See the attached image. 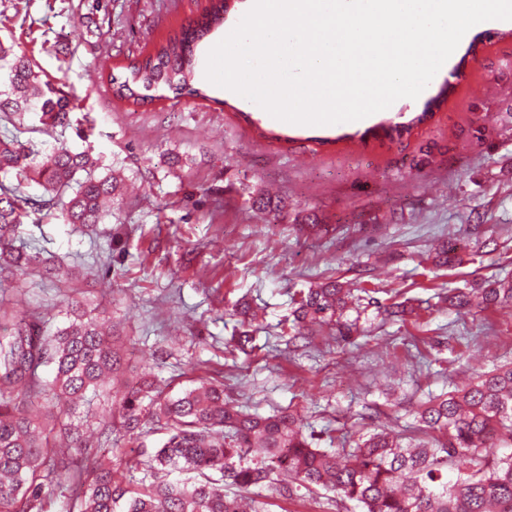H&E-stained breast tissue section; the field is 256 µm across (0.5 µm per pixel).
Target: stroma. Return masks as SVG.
Here are the masks:
<instances>
[{
    "label": "stroma",
    "mask_w": 512,
    "mask_h": 512,
    "mask_svg": "<svg viewBox=\"0 0 512 512\" xmlns=\"http://www.w3.org/2000/svg\"><path fill=\"white\" fill-rule=\"evenodd\" d=\"M207 4L0 0V41L76 97L94 122L95 153L123 183L111 217L85 231L58 217L21 225L17 246L55 271L10 273L0 312L38 313L53 330L75 299L112 322L130 370L151 369L169 394L223 382L225 401L244 410L297 412L322 448L333 432L378 425L417 442L415 414L428 394L512 362V309L459 314L438 298L512 277V26L477 30L418 99L397 100L361 126L298 125L283 141L264 109L202 76L248 0H230L223 28L199 43L200 95H113L110 78H124ZM396 123L409 132L386 139ZM262 193L284 213L253 208ZM310 220L324 233L304 230ZM446 242L461 260L435 265ZM330 277L375 298L360 321L364 338L289 344L295 299ZM241 298L265 311L247 353L230 341L242 328L232 313ZM395 302L410 308L399 323L382 312ZM248 494L269 512H358L326 490Z\"/></svg>",
    "instance_id": "obj_1"
}]
</instances>
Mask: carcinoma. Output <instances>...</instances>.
Returning a JSON list of instances; mask_svg holds the SVG:
<instances>
[{
	"mask_svg": "<svg viewBox=\"0 0 512 512\" xmlns=\"http://www.w3.org/2000/svg\"><path fill=\"white\" fill-rule=\"evenodd\" d=\"M224 21V0L188 28L169 36L154 54L130 66V75L109 82L120 99L145 101L166 85L200 95L189 84L195 48ZM0 61L8 64L9 89L0 91V174L14 173L17 185L0 182V267L36 269L38 253L20 251L13 236L24 218L43 219L61 210L66 224H100L109 215L116 178L104 174L91 149L64 144L42 153L19 138L31 115L41 131L53 135L70 125L78 104L14 45L0 42ZM146 90L140 95L136 88ZM35 183L36 193L21 191ZM461 313L473 306L512 309V279L503 278L442 297ZM292 329L304 339L334 326L343 339L359 331L372 302L336 279L309 288L295 301ZM71 319L55 331L31 334L25 317L0 315L14 327H0V512H50L55 486L66 483L61 512H243L238 498L225 492L247 490L278 476L279 489L338 491L361 512H512V365L500 366L454 390L430 397L417 411L424 432L443 439L403 445L386 429L361 435L349 450L313 447L297 415L285 410L268 416L243 413L224 404V385L202 383L177 396L160 391L149 373L126 382L118 345L107 327L68 304ZM52 369L44 381L39 370ZM103 393L119 395L120 428L139 431L150 421L164 431L155 448L112 461V421L86 433L72 422L45 412L48 397L88 404ZM467 458L473 466L448 479V467ZM140 471V483L127 476ZM174 471L183 475L166 480Z\"/></svg>",
	"mask_w": 512,
	"mask_h": 512,
	"instance_id": "cac0c4a2",
	"label": "carcinoma"
}]
</instances>
